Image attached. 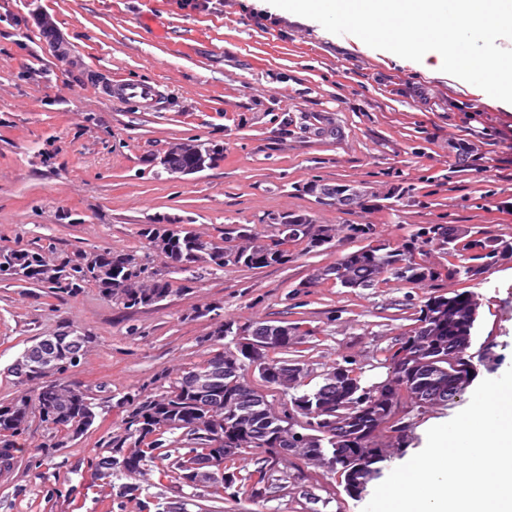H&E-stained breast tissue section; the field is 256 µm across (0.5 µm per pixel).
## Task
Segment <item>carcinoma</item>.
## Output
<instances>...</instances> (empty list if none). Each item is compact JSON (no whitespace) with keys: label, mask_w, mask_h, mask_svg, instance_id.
Returning <instances> with one entry per match:
<instances>
[{"label":"carcinoma","mask_w":512,"mask_h":512,"mask_svg":"<svg viewBox=\"0 0 512 512\" xmlns=\"http://www.w3.org/2000/svg\"><path fill=\"white\" fill-rule=\"evenodd\" d=\"M307 228L306 232L292 234L277 228L275 233L265 235L242 227L237 234L241 242L235 245L227 244L225 237L204 238L183 224H145L141 236L174 268L217 272L228 267L264 268L284 264L290 257L291 243H304L310 250L323 246L320 234L328 228L312 222ZM467 235L464 229L450 235L448 226L430 224L401 246L392 248L383 243L341 255L336 259V268L343 269L351 288H374L388 282L390 276L421 285L441 276L440 270L418 261L424 247L433 242L446 248L451 257L462 249L477 250L484 257H494L504 247L512 250L511 244L504 246L482 239L459 243ZM142 273L141 263L132 252L78 250L60 265L40 252L0 246L1 278L34 283L60 297L72 296L92 284L109 301L132 309L151 306L173 292L167 282L157 281L152 288L139 287ZM471 299L470 292L428 297L416 311L407 335L385 350L391 375L378 390L364 392L359 376L346 367L335 387L324 381L316 389L292 398L294 402L317 395L327 398L348 421V436H336V444L343 448L353 444L357 448L376 449V459L368 463L365 482L380 473L377 464L387 458L376 444L377 439L387 429L402 431L396 416L403 404L417 408L448 405L474 380L476 366L467 355L476 321L470 309ZM87 343L89 337L71 326L66 339L57 342L49 336L38 353L24 350L21 354V362L27 363L24 381L34 382L37 387L0 404V448L17 447V438L27 430L35 411L42 422L76 436L94 424L97 416L94 405L80 388L65 380L68 370L80 363L73 355L83 356ZM293 345V341L271 343L263 352V363L273 370L288 364V360H277L272 354L286 352ZM220 358L235 359L236 374L221 373L210 393L197 395L187 386L189 379L196 372L210 369ZM250 370L252 362L248 358H236L226 348L168 381V386L156 395L123 396L117 402L126 411L121 420L122 432L105 443L108 455L99 457L94 467L106 468L113 475L132 476L141 473L146 463L155 462L159 478L187 486L197 459L224 447L233 437L244 441L243 451L283 446L284 441L266 431L265 422L271 412L266 394L240 387ZM178 430L186 437V445L184 452L172 459L163 451V435ZM236 460L234 455L221 461L229 481L210 485L214 497L222 499L229 491L234 498H254L265 489L270 480L266 466L259 462L242 475L233 470Z\"/></svg>","instance_id":"carcinoma-1"}]
</instances>
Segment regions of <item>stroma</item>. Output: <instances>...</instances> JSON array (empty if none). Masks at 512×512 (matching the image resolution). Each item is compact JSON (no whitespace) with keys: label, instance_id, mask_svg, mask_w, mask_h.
<instances>
[{"label":"stroma","instance_id":"35a3bbf8","mask_svg":"<svg viewBox=\"0 0 512 512\" xmlns=\"http://www.w3.org/2000/svg\"><path fill=\"white\" fill-rule=\"evenodd\" d=\"M246 2L0 0V245L60 257L131 251L174 288L153 306L125 309L92 286L58 297L0 280V404L22 389L10 371L21 353L75 325L90 341L67 378L97 412L77 437L32 415L0 463V512H362L375 483L349 494L340 472L297 455H266L270 483L251 499L159 480L150 465L135 496L119 494L127 477L96 478L92 459L121 431L117 399L158 393L161 374L231 345L229 336L211 340L219 321L295 326L287 357L304 364L310 383L341 365L370 387L389 378L384 351L409 331L418 305L469 291L480 304L469 352L491 357L479 379L512 367V252L459 260L457 275L421 286L352 290L317 277L370 239L398 246L426 224L512 243V106L283 9L248 13ZM118 78L163 86L161 111L114 93ZM189 139L223 145V159L168 175L160 157ZM314 181L358 184L369 197L348 210L321 204L304 190ZM282 211L332 227V243L292 246L283 265L193 278L140 235L142 225L175 222L213 237L241 224L269 235L266 216ZM360 224L370 236L356 233ZM471 397L402 409L407 446L392 450L382 475L421 451L427 430Z\"/></svg>","mask_w":512,"mask_h":512}]
</instances>
